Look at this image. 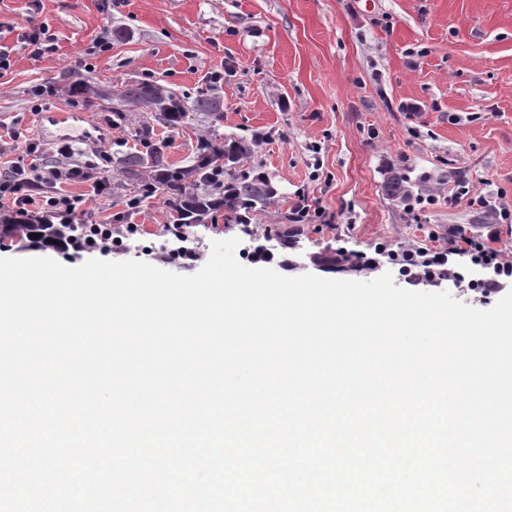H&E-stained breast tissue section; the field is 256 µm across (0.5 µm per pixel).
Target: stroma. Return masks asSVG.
<instances>
[{"label":"stroma","mask_w":512,"mask_h":512,"mask_svg":"<svg viewBox=\"0 0 512 512\" xmlns=\"http://www.w3.org/2000/svg\"><path fill=\"white\" fill-rule=\"evenodd\" d=\"M45 23L55 50L31 59L17 38L28 23ZM112 29L109 52L87 49ZM0 44L11 47L12 65L0 76V144L9 162L39 170L51 161L32 109L34 87L52 81L59 92L43 109L76 101L77 111H96L110 126L112 145L135 152L134 130L150 124L165 143L166 161L189 165L198 139L220 135L258 138L242 171L269 176L278 190L258 213L257 228L284 223L298 197L319 217L302 225L298 249L242 233L224 212L190 227L187 242L197 254L183 264L178 241L166 228L172 213L162 193L129 216L136 233L119 246L77 253L55 244L19 250L0 246V257H49L67 267L92 258L140 260L181 275L199 271L216 240L239 238L242 265L258 246L269 249V268L286 277L309 254L343 249L394 284L411 289L393 254L451 247L459 232L485 233L488 212L451 202L459 184L472 195L512 199V0H126L107 11L103 0H0ZM224 68V87L210 90L207 74ZM119 91L149 82L187 100L207 97L224 114L218 128L201 122L173 128L150 109L117 99L74 96V83ZM124 112L113 122L115 112ZM21 143H14L13 132ZM40 152L27 153L26 142ZM406 168L419 176L413 207L389 199L386 173ZM111 193L94 195L83 182L64 185L79 199L80 223L101 224L137 195L117 165H110ZM462 282L426 284L429 292L488 309L475 301L469 280L480 268L470 257L450 259Z\"/></svg>","instance_id":"obj_1"}]
</instances>
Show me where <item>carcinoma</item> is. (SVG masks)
Wrapping results in <instances>:
<instances>
[{
  "label": "carcinoma",
  "mask_w": 512,
  "mask_h": 512,
  "mask_svg": "<svg viewBox=\"0 0 512 512\" xmlns=\"http://www.w3.org/2000/svg\"><path fill=\"white\" fill-rule=\"evenodd\" d=\"M122 99L130 104L154 106L158 110L156 118L173 127H180L197 117L212 124L223 119L217 105L208 98H197L188 106L177 96L149 83L125 87ZM139 137L148 147L147 154L126 153L118 158V165L140 191L148 193L153 186H158L174 212L173 223L185 228L203 224L222 208L242 231L253 233L251 216L265 208L275 195L273 185L265 176L235 172L239 161L251 153L253 141L238 138L226 144L215 136L204 139L198 145L191 165L172 168L166 164L164 146L152 141L149 126L140 128ZM420 182L419 178L411 179L406 169L392 170L384 182V192L408 206L417 199L414 188ZM84 231V227L73 224H0V242L10 238L20 243L36 240L56 243L69 236L79 237ZM34 233L41 237H32ZM274 235L285 248L298 246L299 233L293 225H277ZM309 260L315 267L346 272L361 273L368 269L343 250L311 255Z\"/></svg>",
  "instance_id": "cac0c4a2"
}]
</instances>
